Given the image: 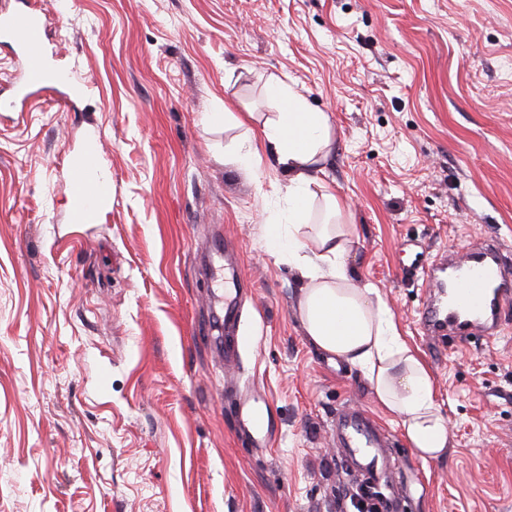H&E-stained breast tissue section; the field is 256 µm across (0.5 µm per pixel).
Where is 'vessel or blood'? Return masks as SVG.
Listing matches in <instances>:
<instances>
[{"mask_svg":"<svg viewBox=\"0 0 512 512\" xmlns=\"http://www.w3.org/2000/svg\"><path fill=\"white\" fill-rule=\"evenodd\" d=\"M50 19L30 6L0 15V41L13 43L21 51L25 67L22 79L9 96L0 95V112L22 110L34 97L55 92L58 85L71 81L68 73L52 70L42 52ZM99 157L89 150L69 166L71 220L77 224L93 222L112 202V185L100 176ZM232 282L224 291V330L229 340L228 356H235L246 346L248 337L238 335V297L245 280L237 265L228 264ZM421 278L429 290L419 326L436 340L454 336L463 340L493 337L502 321L503 308L512 303V257L495 239L471 245L466 252L448 248L435 255L421 269ZM254 393H247L235 403L233 414L239 430L254 445H263L266 419L254 407ZM342 433L338 441L351 467L362 477L365 491L377 508H385L380 479L394 481L395 472L383 452L381 427L364 411L343 408L339 411Z\"/></svg>","mask_w":512,"mask_h":512,"instance_id":"obj_1","label":"vessel or blood"}]
</instances>
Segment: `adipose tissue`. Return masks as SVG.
I'll return each mask as SVG.
<instances>
[{
    "mask_svg": "<svg viewBox=\"0 0 512 512\" xmlns=\"http://www.w3.org/2000/svg\"><path fill=\"white\" fill-rule=\"evenodd\" d=\"M265 90L276 107L273 118L260 137L245 138L224 161L253 173L268 154L288 175L264 241L267 251L297 274L304 333L316 348L362 372L378 402L398 417L415 454L437 458L449 446L450 428L438 410L432 377L401 336L378 289L357 285L347 264L352 227L336 196L326 192L319 165L332 149L330 119L282 80H269ZM319 189L325 192L329 221L315 226L310 212Z\"/></svg>",
    "mask_w": 512,
    "mask_h": 512,
    "instance_id": "adipose-tissue-1",
    "label": "adipose tissue"
}]
</instances>
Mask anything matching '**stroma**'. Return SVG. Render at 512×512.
I'll list each match as a JSON object with an SVG mask.
<instances>
[{"label": "stroma", "mask_w": 512, "mask_h": 512, "mask_svg": "<svg viewBox=\"0 0 512 512\" xmlns=\"http://www.w3.org/2000/svg\"><path fill=\"white\" fill-rule=\"evenodd\" d=\"M52 66L90 84L0 115V512H356L336 412L390 434L400 512H512V306L488 343L425 336L416 254L512 253V0H30ZM293 83L330 117L326 181L451 430L422 460L363 375L316 349L299 282L264 246L285 173L224 161ZM247 128L204 122L224 102ZM96 148L112 206L69 220ZM234 253L251 339L224 361L206 260ZM271 422L243 447L228 405Z\"/></svg>", "instance_id": "stroma-1"}]
</instances>
